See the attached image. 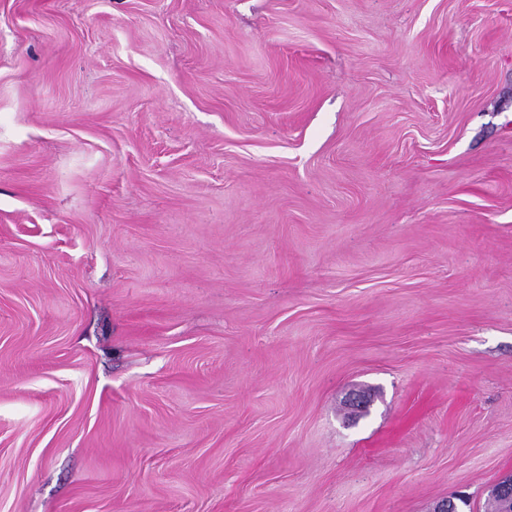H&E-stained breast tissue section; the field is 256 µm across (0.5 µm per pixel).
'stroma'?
Returning <instances> with one entry per match:
<instances>
[{
	"mask_svg": "<svg viewBox=\"0 0 512 512\" xmlns=\"http://www.w3.org/2000/svg\"><path fill=\"white\" fill-rule=\"evenodd\" d=\"M510 473L512 0H0V512Z\"/></svg>",
	"mask_w": 512,
	"mask_h": 512,
	"instance_id": "obj_1",
	"label": "stroma"
}]
</instances>
